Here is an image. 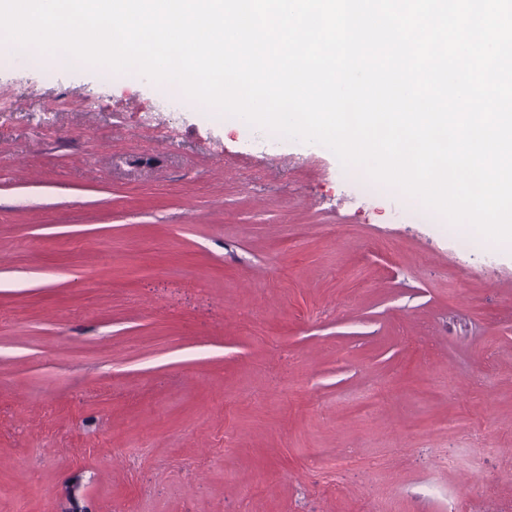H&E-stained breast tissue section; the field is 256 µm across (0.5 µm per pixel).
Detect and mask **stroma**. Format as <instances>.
I'll return each instance as SVG.
<instances>
[{
    "instance_id": "35a3bbf8",
    "label": "stroma",
    "mask_w": 512,
    "mask_h": 512,
    "mask_svg": "<svg viewBox=\"0 0 512 512\" xmlns=\"http://www.w3.org/2000/svg\"><path fill=\"white\" fill-rule=\"evenodd\" d=\"M52 74L0 69V512H512V249Z\"/></svg>"
}]
</instances>
